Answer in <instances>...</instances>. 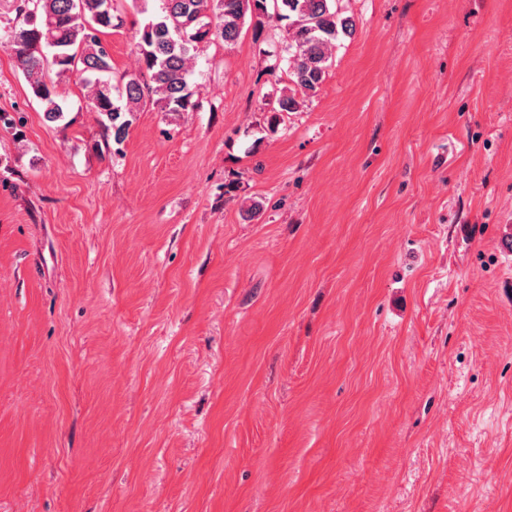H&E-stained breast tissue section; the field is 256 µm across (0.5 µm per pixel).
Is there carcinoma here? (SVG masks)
<instances>
[{"label": "carcinoma", "mask_w": 512, "mask_h": 512, "mask_svg": "<svg viewBox=\"0 0 512 512\" xmlns=\"http://www.w3.org/2000/svg\"><path fill=\"white\" fill-rule=\"evenodd\" d=\"M103 0H11L14 26L5 46L13 54L47 121L63 117L67 98L59 82L76 71L89 90L93 109L104 120L103 137L120 142L145 98L169 115L195 112L199 101L188 83L189 64L204 44L237 42L246 22L257 27L284 24L287 33L289 84L276 100L273 112H296L305 99L320 90L333 52L356 30L354 18L342 0H159L148 12V0L139 3L149 17L135 43L138 72L125 77L118 90L103 78L112 70L103 36L116 27L118 8L105 12Z\"/></svg>", "instance_id": "1"}]
</instances>
